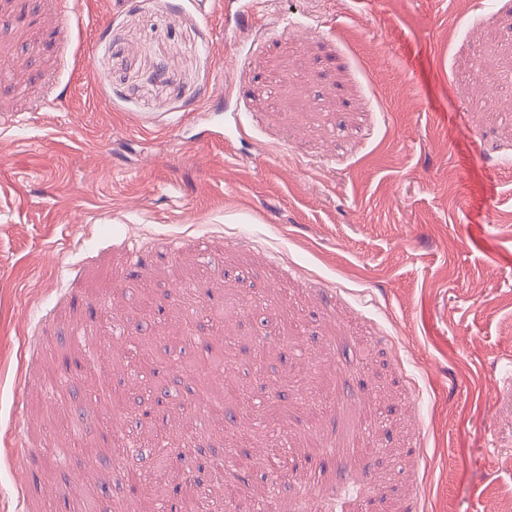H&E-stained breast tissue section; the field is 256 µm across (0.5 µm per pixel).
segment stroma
<instances>
[{
    "label": "stroma",
    "mask_w": 512,
    "mask_h": 512,
    "mask_svg": "<svg viewBox=\"0 0 512 512\" xmlns=\"http://www.w3.org/2000/svg\"><path fill=\"white\" fill-rule=\"evenodd\" d=\"M236 8L0 0V512H155L74 425L181 446L220 378L178 365L220 349L253 403L172 460L166 512H193L236 431L239 512L268 494L252 456L274 431L288 512H497L512 0H259V31ZM486 91L496 106L475 107ZM204 295L223 335L187 317ZM78 325L111 336V360ZM74 350L95 368L61 382ZM366 409L376 452L352 459Z\"/></svg>",
    "instance_id": "35a3bbf8"
}]
</instances>
